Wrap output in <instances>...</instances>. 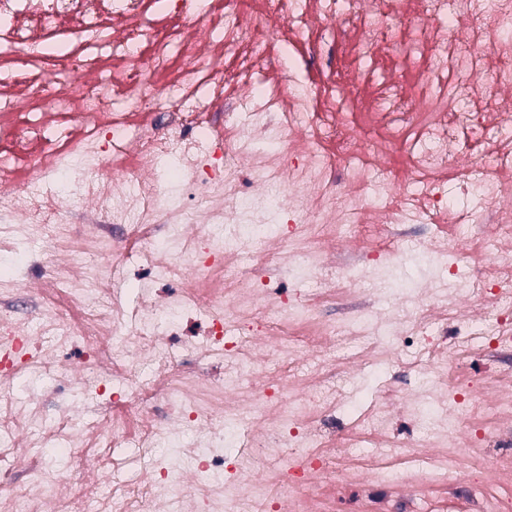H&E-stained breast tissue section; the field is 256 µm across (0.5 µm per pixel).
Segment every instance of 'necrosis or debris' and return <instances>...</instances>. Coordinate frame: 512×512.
I'll list each match as a JSON object with an SVG mask.
<instances>
[{
	"mask_svg": "<svg viewBox=\"0 0 512 512\" xmlns=\"http://www.w3.org/2000/svg\"><path fill=\"white\" fill-rule=\"evenodd\" d=\"M0 0V245L19 238L60 241L75 256L64 280L37 290L56 343L110 365L126 388L111 413L85 424L93 458L57 474L32 463L20 491L0 489V512H192V492L211 495L213 512H238L237 485L227 483L223 453L182 449L191 480L162 468L158 477L104 481L112 431L127 447H149L159 428L150 405L164 399L173 426L215 427L228 419L276 432L300 448L283 459L275 492L255 491L252 512H351L358 494L412 489L427 497L466 479L481 512H502L488 482L512 486V448L485 459L493 431L512 430V379H485L464 368L473 353L487 359L512 351V0ZM337 34L336 69L319 91L305 49ZM252 100L242 123L214 130V103ZM175 158L193 187L171 209L156 168ZM64 166L85 177L67 191L42 189ZM466 199L456 208L451 195ZM106 211L168 243L144 251L148 278L175 273L167 316L141 304L127 319L105 284L95 283L81 255L85 238L61 226L75 208ZM287 214L294 242L308 243L309 272L325 249L357 255L342 266L348 287L397 266L384 246L408 224L446 216L470 246L448 261V241L426 244L439 256L426 288H400L393 306L351 313L328 325L310 308L283 301L264 308L265 288L242 290L244 258L258 267L274 247L251 254L208 240L213 224L260 227L270 211ZM212 319L196 344L223 354L224 387L206 396L176 377L185 346L183 318L198 307ZM466 333L438 336L440 324ZM259 336L256 352L243 339ZM359 336L360 358L374 362L377 339L417 352L419 385L405 409L420 429L394 444L382 382L378 406L346 441L317 431L348 397L325 384L344 372L347 356L331 342ZM0 385L41 370L43 347L20 327L7 336ZM159 370L135 383L133 356ZM13 447L76 440L68 419L31 433L14 425Z\"/></svg>",
	"mask_w": 512,
	"mask_h": 512,
	"instance_id": "4bbe7bcc",
	"label": "necrosis or debris"
}]
</instances>
